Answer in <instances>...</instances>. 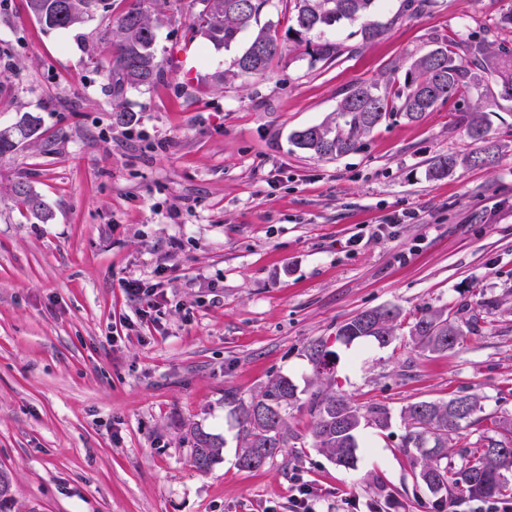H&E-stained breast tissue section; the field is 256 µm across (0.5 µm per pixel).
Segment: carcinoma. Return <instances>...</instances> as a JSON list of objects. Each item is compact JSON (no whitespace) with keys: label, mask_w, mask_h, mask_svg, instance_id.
<instances>
[{"label":"carcinoma","mask_w":512,"mask_h":512,"mask_svg":"<svg viewBox=\"0 0 512 512\" xmlns=\"http://www.w3.org/2000/svg\"><path fill=\"white\" fill-rule=\"evenodd\" d=\"M98 0H27L34 18L50 28H70L92 16ZM270 0H193L196 32L216 48H227L239 34L258 22ZM293 24L285 35L271 27H262L236 59L234 76L244 79L262 76L270 63L281 56L293 42L310 43L309 34L325 31L342 20L362 21L361 36L371 42L383 34L381 24L370 20L379 0H293ZM116 50L102 65L107 76L105 91L117 95L129 88L147 87L161 79L163 62L157 59L155 23L145 13L142 0H133L119 19ZM340 53V45L324 40L314 45L311 55L331 63ZM458 94L476 96V104L461 110L459 123L477 149L460 159L453 153L435 158L429 175L443 177L458 165L490 167L496 162L495 146L489 137L484 107L500 102L512 103V45L486 38L467 43L456 52L438 46L406 64L403 83L389 93L375 81L353 83L337 108L339 122L307 126L291 135L292 143L321 158H338L357 149L358 137L394 114L419 121L435 106ZM38 117L23 113L15 123L0 131V156L10 154L36 134ZM8 195L46 223L52 218L28 181L18 179L8 188ZM399 311L393 308L365 310L341 324L338 339L351 343L372 339L384 346L391 342L393 323ZM477 316L466 320L450 319L443 312L424 313L414 322L412 336L418 346L434 353L446 352L460 343L463 326L476 324ZM332 352L321 343L308 352L316 374L331 369ZM224 400L233 405L242 446L237 464L250 470L251 453L267 449L265 461L281 455L288 442V408L298 400L297 387L286 376L272 380L260 396L243 402L231 393ZM308 406L313 415L311 437L319 452L337 465L354 469L358 461L357 432L362 424L379 430L390 426L391 415L382 405L361 408L333 391L319 389L310 394ZM478 403L468 397L446 402L422 400L403 410L406 432L402 440L405 454L419 466L418 483L434 486L432 496L437 512H443L448 490L454 489L469 499L493 500L507 490V474H512V423L500 426L496 435L482 433L470 444L452 448L448 443L460 431L475 425ZM192 439L191 464L208 471L223 454L224 439L199 426L189 429ZM14 504L11 473L0 470V512H12Z\"/></svg>","instance_id":"carcinoma-1"}]
</instances>
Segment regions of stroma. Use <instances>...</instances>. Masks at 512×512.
I'll return each mask as SVG.
<instances>
[{
    "instance_id": "35a3bbf8",
    "label": "stroma",
    "mask_w": 512,
    "mask_h": 512,
    "mask_svg": "<svg viewBox=\"0 0 512 512\" xmlns=\"http://www.w3.org/2000/svg\"><path fill=\"white\" fill-rule=\"evenodd\" d=\"M105 2L64 30L0 0V129L40 120L31 144L0 157V469L16 512H298L305 483L320 512H433L400 449L402 410L468 394L483 427L512 419V104L486 110L497 164L439 179L434 158L474 149L458 122L470 97L417 122L388 117L335 159L291 135L334 118L354 82L392 86L436 44L511 41L496 19L512 0H431L420 14L383 0L375 41L345 20L311 36L340 45L332 64L300 45L250 79L235 61L254 29L217 49L194 35L192 0H144L164 75L119 98L95 63L129 0ZM20 178L51 221L4 194ZM395 212L406 223L373 236ZM135 280L162 291L158 307L142 311ZM384 307L401 312L389 345L337 340L344 321ZM432 311L479 320L435 354L410 335ZM317 341L336 354L321 379L307 357ZM279 376L299 395L288 446L239 469L224 393L246 401ZM321 384L392 415L387 430L361 428L356 468L313 446L306 400ZM192 426L224 440L205 472L190 464Z\"/></svg>"
}]
</instances>
